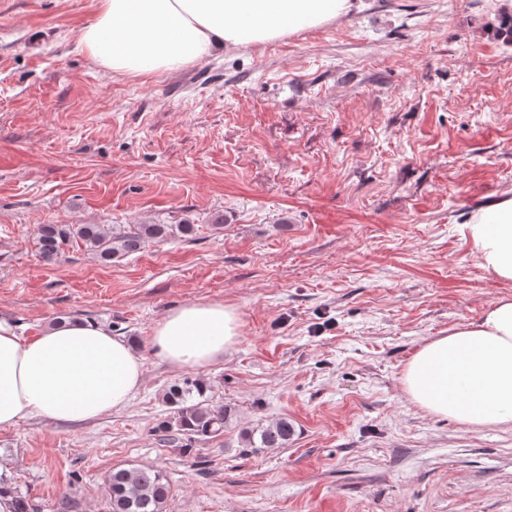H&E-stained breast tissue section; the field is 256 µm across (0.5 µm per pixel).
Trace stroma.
<instances>
[{
  "instance_id": "stroma-1",
  "label": "stroma",
  "mask_w": 512,
  "mask_h": 512,
  "mask_svg": "<svg viewBox=\"0 0 512 512\" xmlns=\"http://www.w3.org/2000/svg\"><path fill=\"white\" fill-rule=\"evenodd\" d=\"M358 2L141 78L84 51L96 0H0V311L27 337L102 323L145 369L122 409L0 430V478L39 512H107L124 464L167 473L170 512H512V429L403 387L421 345L512 298L467 231L512 197V41L497 0ZM185 220L195 241L109 265L37 245L43 224ZM194 303L233 308L237 342L204 368L161 363L154 326ZM187 379L235 411L188 455L161 432ZM283 416L288 447L242 448Z\"/></svg>"
}]
</instances>
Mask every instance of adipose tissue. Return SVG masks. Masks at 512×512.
<instances>
[{
    "instance_id": "adipose-tissue-1",
    "label": "adipose tissue",
    "mask_w": 512,
    "mask_h": 512,
    "mask_svg": "<svg viewBox=\"0 0 512 512\" xmlns=\"http://www.w3.org/2000/svg\"><path fill=\"white\" fill-rule=\"evenodd\" d=\"M81 33L102 67L150 77L180 69L228 46L259 44L319 27L353 12L356 0H96ZM468 231L484 269L512 281V199L488 204ZM236 312L219 303L170 311L152 330L156 358L205 367L236 343ZM144 364L110 329L92 321L22 336L0 313V429L30 417L82 422L125 406ZM403 383L420 407L470 427L512 425V299L494 302L477 323L421 346Z\"/></svg>"
}]
</instances>
